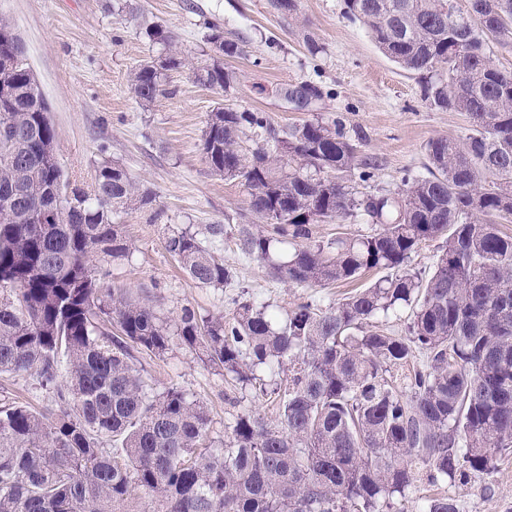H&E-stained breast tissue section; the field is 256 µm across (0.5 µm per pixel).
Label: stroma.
Listing matches in <instances>:
<instances>
[{"label": "stroma", "mask_w": 512, "mask_h": 512, "mask_svg": "<svg viewBox=\"0 0 512 512\" xmlns=\"http://www.w3.org/2000/svg\"><path fill=\"white\" fill-rule=\"evenodd\" d=\"M0 15L22 38L28 62L49 105L57 132V155L67 177L91 183L103 161L122 167L153 197L150 205L117 214L133 253L125 260L93 263L109 286L126 290L167 321L184 307L232 318L249 301L286 314L307 300H336L343 284L299 288L272 277L267 265L236 245L241 226L257 228L249 191L239 181L214 175L202 151L210 112L223 104L267 113L278 126L303 120L275 95L283 83L310 82L324 96L317 116L340 119L360 158L375 162L368 182H355L358 197L398 190L405 174H420L426 145L438 138H464L470 129L463 112L429 107L412 75L390 61L366 29L346 15V0H297L294 15H282L269 0H0ZM243 53L218 58L207 42L211 21ZM172 32L190 64L166 71L171 96L142 106L130 74L147 59L165 56V44L149 28ZM320 50L310 53L308 41ZM222 60L237 75L233 91L222 94L196 81L193 67ZM223 225L224 264L233 278L224 287L196 283L166 251L165 239L188 229L205 235ZM143 375L157 389L177 387L203 403L215 432L239 411L251 409L275 420L273 406L253 391L231 384L211 368L202 351L173 344L161 358H143ZM462 512H512V454L491 473L466 484H441Z\"/></svg>", "instance_id": "obj_1"}]
</instances>
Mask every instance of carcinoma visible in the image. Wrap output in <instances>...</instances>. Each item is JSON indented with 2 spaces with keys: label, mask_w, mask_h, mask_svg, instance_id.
Returning a JSON list of instances; mask_svg holds the SVG:
<instances>
[{
  "label": "carcinoma",
  "mask_w": 512,
  "mask_h": 512,
  "mask_svg": "<svg viewBox=\"0 0 512 512\" xmlns=\"http://www.w3.org/2000/svg\"><path fill=\"white\" fill-rule=\"evenodd\" d=\"M470 4L497 26L479 29L451 0H346L347 16L418 75L426 104L471 123L461 141H429L428 175L394 193L355 196L349 182L371 180L374 166L331 118L279 129L264 112L221 105L204 130L210 170L243 182L267 224L240 231L243 253L300 288L387 274L284 318L247 302L228 322L185 307L174 331L92 265L129 257L113 217L152 196L109 162L84 189L50 160L48 104L0 18V374L33 375L57 407L0 401V512H387L424 480L463 484L512 451V235L500 230L512 223V71L490 69L486 54L488 40H512V0ZM149 36L169 53L130 76L144 105L170 94L164 71L187 65L172 35ZM207 41L242 54L218 23ZM193 74L222 92L237 81L218 62ZM276 94L323 96L305 82ZM252 130L263 144L246 154ZM359 210L369 232L317 239L318 225ZM206 233L173 234L166 250L198 284L219 287L231 278L224 225ZM433 239L441 254L423 279L410 263ZM403 309L405 335L374 325ZM173 332L274 402L277 422L247 410L214 447L207 408L174 387L154 391L137 367L167 353ZM417 350L426 364L395 376ZM419 512L459 508L442 495Z\"/></svg>",
  "instance_id": "obj_1"
}]
</instances>
